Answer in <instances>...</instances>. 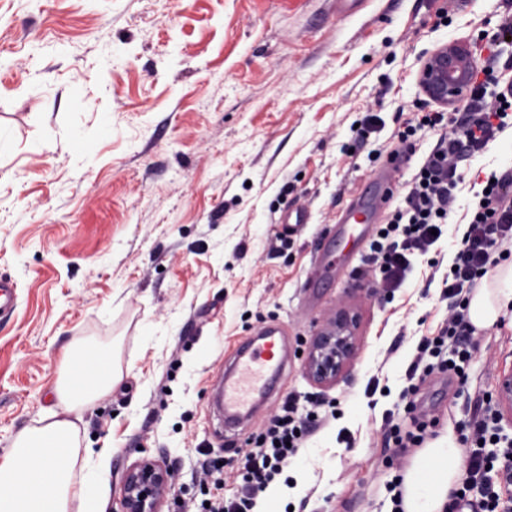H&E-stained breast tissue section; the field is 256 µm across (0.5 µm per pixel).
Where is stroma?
Wrapping results in <instances>:
<instances>
[{"label":"stroma","mask_w":512,"mask_h":512,"mask_svg":"<svg viewBox=\"0 0 512 512\" xmlns=\"http://www.w3.org/2000/svg\"><path fill=\"white\" fill-rule=\"evenodd\" d=\"M504 6L363 0L344 14L336 0H0V132L13 145L0 157V276L20 288L0 319V456L19 431L50 422L70 354L89 344L122 374L79 424L80 447L104 451L94 486L105 512L145 455L176 469L162 512L199 504L209 446L224 447V495L236 496L238 448L291 394L326 402L305 447L334 441L302 473L285 468L283 512H391L387 484L416 451L396 439L423 423L430 440L457 432L512 371L502 322L473 336L463 376L405 375L448 315L441 281L473 185L512 166V128L465 162L451 223L394 296L369 241L349 244L334 269L317 257L344 239L338 214L426 100L423 60L460 39L486 59ZM369 113L377 131L357 139ZM75 129L92 155L72 151ZM298 208L307 223L283 232ZM341 305L361 315L359 349L323 388L299 352ZM268 327L285 333L288 373L271 401L219 431L221 373Z\"/></svg>","instance_id":"1"}]
</instances>
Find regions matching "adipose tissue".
<instances>
[{
    "label": "adipose tissue",
    "mask_w": 512,
    "mask_h": 512,
    "mask_svg": "<svg viewBox=\"0 0 512 512\" xmlns=\"http://www.w3.org/2000/svg\"><path fill=\"white\" fill-rule=\"evenodd\" d=\"M495 285L470 296L467 318L477 329L500 319L512 321V263L495 268ZM74 374L57 388V417L39 428H26L0 456V512H70L74 486L90 484L95 449L78 450V425L86 405L108 392L115 376L103 353L88 349L73 357ZM462 456L453 434L421 449L402 476L401 512H446L462 477Z\"/></svg>",
    "instance_id": "adipose-tissue-1"
}]
</instances>
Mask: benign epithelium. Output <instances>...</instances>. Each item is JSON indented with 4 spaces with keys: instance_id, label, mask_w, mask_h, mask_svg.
<instances>
[{
    "instance_id": "obj_1",
    "label": "benign epithelium",
    "mask_w": 512,
    "mask_h": 512,
    "mask_svg": "<svg viewBox=\"0 0 512 512\" xmlns=\"http://www.w3.org/2000/svg\"><path fill=\"white\" fill-rule=\"evenodd\" d=\"M472 69L469 44L454 41L438 47L423 61L419 81L429 98L448 107L469 85ZM358 325L356 312L339 307L330 324L313 337L304 351L303 367L316 385L331 386L346 376L358 349ZM497 401L512 411V371L500 376ZM169 478L170 467L161 460L144 456L132 463L123 475L117 512H161Z\"/></svg>"
}]
</instances>
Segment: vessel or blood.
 <instances>
[{
    "label": "vessel or blood",
    "mask_w": 512,
    "mask_h": 512,
    "mask_svg": "<svg viewBox=\"0 0 512 512\" xmlns=\"http://www.w3.org/2000/svg\"><path fill=\"white\" fill-rule=\"evenodd\" d=\"M404 164L403 155L392 156L373 179L372 190L354 199L341 221L352 224L358 213L375 214L387 205L397 189L394 174ZM285 370L282 346L275 329L240 348L232 370L224 376L221 392L224 424L234 427L247 418L257 404L266 399Z\"/></svg>",
    "instance_id": "b4317fda"
}]
</instances>
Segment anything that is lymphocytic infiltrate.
I'll return each instance as SVG.
<instances>
[{
	"instance_id": "obj_1",
	"label": "lymphocytic infiltrate",
	"mask_w": 512,
	"mask_h": 512,
	"mask_svg": "<svg viewBox=\"0 0 512 512\" xmlns=\"http://www.w3.org/2000/svg\"><path fill=\"white\" fill-rule=\"evenodd\" d=\"M496 40L497 47L491 48L481 68L484 78L473 81L470 96L449 108L429 109L418 118L419 127L437 132L436 144L424 157L416 178L407 185L401 207L370 245V261L380 273L385 293H394L401 286L412 256L427 253L436 241L435 230L453 218L465 161L484 150L512 122V83L500 81L495 71L501 58L499 45L512 44V7L505 9L499 20ZM477 198L479 203L469 215L468 230L443 281L448 317L440 335L423 337L419 344L420 353L436 357L445 337H453L458 359L448 368L457 373L472 357L470 337L474 329L466 319L468 296L491 268L493 252L503 242L512 241V172L495 176ZM317 420L315 412L299 414L295 397L279 405L265 434L254 447L242 451V494L234 500L224 499L221 493L222 450L207 449L201 470L214 493L202 512H250L253 499L281 474ZM495 421L490 412L464 421V476L448 512H461L466 504L473 512H512V498L501 499L489 477L500 457L505 461L503 477L512 482V441L501 442L492 432ZM490 444L497 446V454L487 452Z\"/></svg>"
}]
</instances>
